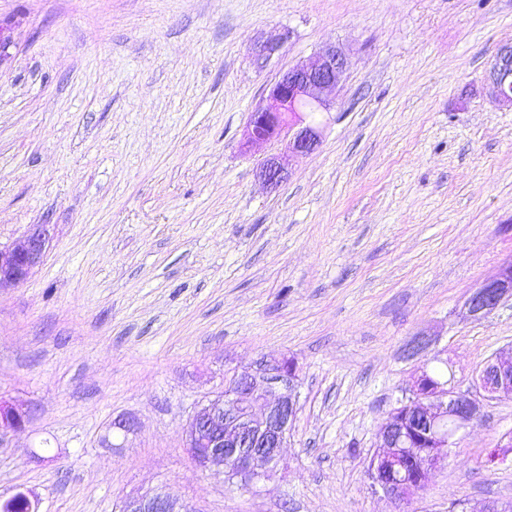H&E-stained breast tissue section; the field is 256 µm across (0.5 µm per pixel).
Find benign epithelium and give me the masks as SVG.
<instances>
[{"label": "benign epithelium", "instance_id": "1", "mask_svg": "<svg viewBox=\"0 0 512 512\" xmlns=\"http://www.w3.org/2000/svg\"><path fill=\"white\" fill-rule=\"evenodd\" d=\"M284 38H272L259 46L258 56L269 60L279 54ZM347 61L343 52L329 47L311 60L290 67L268 89L265 102L250 113L245 130L248 144L267 142L286 132L289 156L307 155L322 143L323 129L314 115L330 111L331 94L343 81ZM487 81L498 102L512 104V45L499 49ZM286 161L272 156L264 162L261 175L270 185L285 179ZM49 229L33 225L19 244L0 248V287L23 283L45 252ZM512 296V264L502 265L497 274L467 299V315L480 320ZM298 362L293 357L261 358L232 376L224 394L200 407L186 431V448L199 466L215 465L231 470L239 485L256 488L273 475L292 429L298 410ZM512 396V354H496L478 372L472 389L460 392L451 383H436L425 368L419 369L405 389V397L388 413L380 431V444L370 458L368 476L373 485L391 498L398 509L411 499L406 482L389 475L392 451L402 448L417 467L420 481L429 482L431 472L445 463L456 436L479 421L483 400ZM262 412H254L255 405ZM28 412L0 397V438L22 428ZM22 502L37 508L35 496L20 487L0 502L9 507ZM123 512H179L176 500L155 493L126 501Z\"/></svg>", "mask_w": 512, "mask_h": 512}]
</instances>
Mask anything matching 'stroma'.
Listing matches in <instances>:
<instances>
[{"label": "stroma", "instance_id": "obj_1", "mask_svg": "<svg viewBox=\"0 0 512 512\" xmlns=\"http://www.w3.org/2000/svg\"><path fill=\"white\" fill-rule=\"evenodd\" d=\"M287 34L257 64L258 39ZM0 247L42 263L0 288V499L38 512H396L368 461L421 367L458 391L512 351V299L471 293L512 261V108L485 77L512 0H0ZM334 45L347 71L323 142L281 185L243 147L253 108ZM295 357L298 412L251 492L185 449L234 373ZM134 419L127 436L112 421ZM512 396L488 399L408 512L512 502ZM48 236L47 225L35 224L22 242L11 248H0V288L19 285L27 279L44 256ZM506 296H512V264L502 265L497 274L477 288L467 299V315L480 320L498 308ZM28 416L27 411L0 397V440L9 432L22 428ZM123 512H181L169 494L155 493L126 501Z\"/></svg>", "mask_w": 512, "mask_h": 512}]
</instances>
